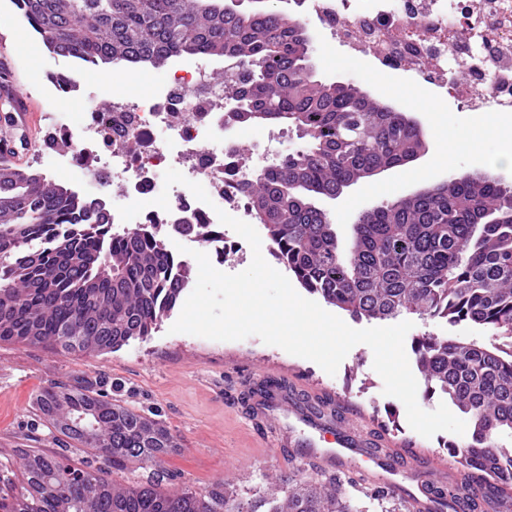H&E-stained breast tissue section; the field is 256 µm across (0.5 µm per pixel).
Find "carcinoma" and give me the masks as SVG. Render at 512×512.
<instances>
[{"mask_svg":"<svg viewBox=\"0 0 512 512\" xmlns=\"http://www.w3.org/2000/svg\"><path fill=\"white\" fill-rule=\"evenodd\" d=\"M49 51L88 65L161 68L183 56H230L242 67L232 119L291 123L309 145L242 183L278 261L308 292L355 319L469 321L508 339L490 348L428 333L414 352L427 390L473 423L449 445L468 477L448 490L480 507L484 487L512 490V189L467 174L428 194L376 207L341 243L310 198L394 168L421 148L420 131L352 84L312 79L300 21L281 12L237 13L222 0H12ZM0 148V340L59 354L101 353L148 336L175 305L189 268L175 273L162 228L118 230L102 199H87L21 169ZM500 212L494 224L481 222ZM57 431L88 449L84 467L65 455L19 449L23 479L0 475V512H359L348 485L329 491L288 473L284 499L245 502L222 488L162 494L152 484L116 487L94 466L149 464L174 447L169 431L103 399L92 386H54L35 399Z\"/></svg>","mask_w":512,"mask_h":512,"instance_id":"carcinoma-1","label":"carcinoma"}]
</instances>
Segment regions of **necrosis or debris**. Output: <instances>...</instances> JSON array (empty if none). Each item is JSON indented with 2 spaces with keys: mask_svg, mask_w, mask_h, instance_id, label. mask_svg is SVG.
<instances>
[{
  "mask_svg": "<svg viewBox=\"0 0 512 512\" xmlns=\"http://www.w3.org/2000/svg\"><path fill=\"white\" fill-rule=\"evenodd\" d=\"M311 19L328 26L350 50L384 68L421 71L425 81L477 112L512 109V0H313ZM453 59L468 79H449L443 67ZM230 103L210 70L178 63L149 97L134 98L113 85L106 109L85 113L78 125L54 119V165L86 171L101 185L121 182L124 203L145 202L129 220L167 226V251L181 263L197 250L224 263L244 250L225 230L219 212L251 221L249 197L240 189L253 171L251 148L230 120ZM263 166L280 158L274 140L255 148ZM176 169L186 184L165 187L164 173ZM205 186L209 202L198 201L189 182ZM169 197L168 209L149 205ZM179 224H203L207 241L176 232Z\"/></svg>",
  "mask_w": 512,
  "mask_h": 512,
  "instance_id": "4bbe7bcc",
  "label": "necrosis or debris"
}]
</instances>
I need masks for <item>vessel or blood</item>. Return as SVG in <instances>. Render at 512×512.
Segmentation results:
<instances>
[{
  "label": "vessel or blood",
  "instance_id": "vessel-or-blood-1",
  "mask_svg": "<svg viewBox=\"0 0 512 512\" xmlns=\"http://www.w3.org/2000/svg\"><path fill=\"white\" fill-rule=\"evenodd\" d=\"M348 407L345 398L321 393L298 399L284 382L256 388L250 397L251 415L274 430L275 447H288L294 431L312 433L314 439L308 444L310 454L323 468L334 470L348 467L363 452H370L375 468L369 476L380 489L406 498L413 512H446L448 501L435 498L430 485L438 482L457 486L463 483V474L441 459L429 458L418 466L411 459L387 454L389 440L370 432L361 422L353 421L345 427L337 425V410Z\"/></svg>",
  "mask_w": 512,
  "mask_h": 512
}]
</instances>
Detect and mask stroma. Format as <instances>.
I'll return each mask as SVG.
<instances>
[{
  "label": "stroma",
  "instance_id": "1",
  "mask_svg": "<svg viewBox=\"0 0 512 512\" xmlns=\"http://www.w3.org/2000/svg\"><path fill=\"white\" fill-rule=\"evenodd\" d=\"M309 65L314 80L353 84L397 111L416 117L426 143L418 161L366 179L346 189L342 196L315 197L339 237H346L357 215L393 203L414 191L462 173H485L512 186V166H491L487 159L498 140L512 136V112L495 113L497 127L479 124L477 112L442 95L414 70L375 67L363 56L339 44L330 28L313 21ZM0 53L12 61L16 84L35 115L34 140L15 143L19 166L42 173L86 198L115 204L117 186L106 187L90 177L55 170L41 152L51 132V114L71 124L80 123L89 104L104 105L99 84L112 80L113 68L94 67L50 52L41 37L27 24L11 0H0ZM72 76L77 87L56 90L58 74ZM469 128L473 145L459 148L446 165L433 160L447 137V125ZM181 313L173 307L150 336L135 338L121 348L103 354L61 355L39 345L0 340V463L14 475L23 472L16 451L32 448L43 452L66 451L71 466L81 467L84 449L69 448L65 438L34 403L43 388L79 387L95 383L112 403L162 423L173 435L175 446L149 465L133 460L119 471L109 461L112 480L120 486L153 482L160 491L203 492L218 486L238 498L257 499L280 485L290 469L300 477L322 483L336 481L335 472L316 468L305 457L295 434L296 448L278 455L271 447L274 436L254 422L247 398L261 371L287 375L298 385L316 392L347 397L353 410L364 415L370 429L387 433L401 443L403 454L447 456V443L464 444L468 435L440 432L426 438L408 424L403 403L385 395L384 383L373 368V352L364 344L354 346L336 374H327L316 363L264 344L251 336L238 341H215L170 328ZM411 336L433 333L461 342L494 344L492 333L468 321L451 323L441 318L411 315Z\"/></svg>",
  "mask_w": 512,
  "mask_h": 512
}]
</instances>
